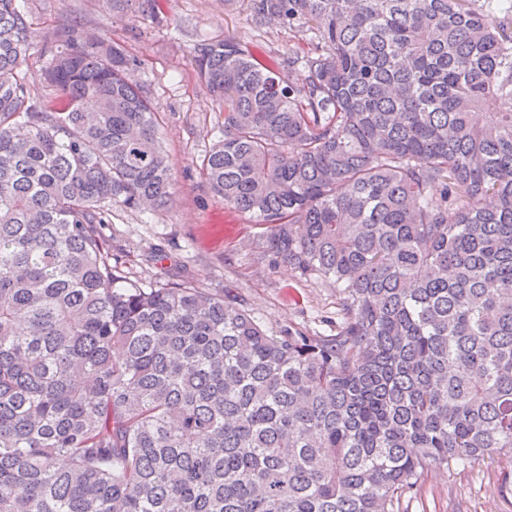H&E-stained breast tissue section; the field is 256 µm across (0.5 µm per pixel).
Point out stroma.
I'll list each match as a JSON object with an SVG mask.
<instances>
[{"instance_id": "35a3bbf8", "label": "stroma", "mask_w": 512, "mask_h": 512, "mask_svg": "<svg viewBox=\"0 0 512 512\" xmlns=\"http://www.w3.org/2000/svg\"><path fill=\"white\" fill-rule=\"evenodd\" d=\"M32 29L27 71L32 97L62 103L60 93L38 80L48 49L62 35L77 41L120 44L134 59L133 80L147 91L168 154L174 194L163 208L113 204L104 239L133 279H189L214 292L233 289L268 329L336 333L339 294L265 255L264 225L226 208L200 174L203 157L224 136V114L201 84L192 59L201 42L231 35L270 62L300 45L302 36L272 25L254 29L241 0H18ZM512 464L499 457L461 468L455 463L428 471L399 512H512V493L502 491Z\"/></svg>"}]
</instances>
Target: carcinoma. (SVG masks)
Wrapping results in <instances>:
<instances>
[{
	"label": "carcinoma",
	"mask_w": 512,
	"mask_h": 512,
	"mask_svg": "<svg viewBox=\"0 0 512 512\" xmlns=\"http://www.w3.org/2000/svg\"><path fill=\"white\" fill-rule=\"evenodd\" d=\"M247 9L306 47L194 48L202 174L339 290L334 336L123 274L112 202L172 195L155 108L103 41L50 49L65 102L34 100L0 0V512H398L433 465L512 461V0Z\"/></svg>",
	"instance_id": "obj_1"
}]
</instances>
